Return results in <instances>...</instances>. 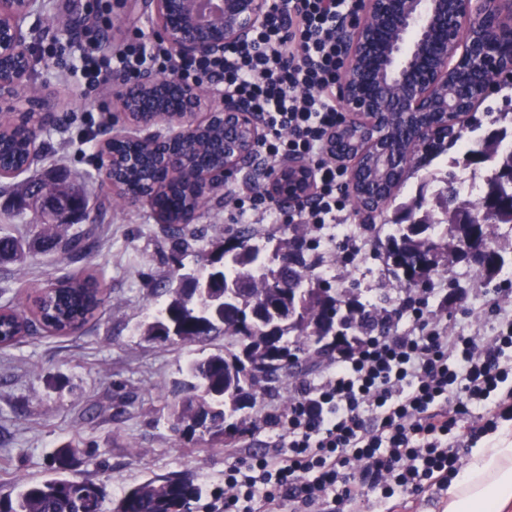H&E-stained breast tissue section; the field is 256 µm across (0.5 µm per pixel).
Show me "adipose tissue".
<instances>
[{"mask_svg":"<svg viewBox=\"0 0 512 512\" xmlns=\"http://www.w3.org/2000/svg\"><path fill=\"white\" fill-rule=\"evenodd\" d=\"M443 512H512V427L473 450L448 488Z\"/></svg>","mask_w":512,"mask_h":512,"instance_id":"1","label":"adipose tissue"}]
</instances>
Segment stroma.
I'll return each mask as SVG.
<instances>
[{"mask_svg": "<svg viewBox=\"0 0 512 512\" xmlns=\"http://www.w3.org/2000/svg\"><path fill=\"white\" fill-rule=\"evenodd\" d=\"M50 14L26 17L23 28L31 57L27 86L47 94L58 114L42 136L43 152L31 168L34 175L61 166L85 192L88 213L84 227L105 225L98 248L79 259L30 251L20 264L0 265V307L30 305L33 289L46 286L69 271L97 274L105 303L79 331L64 337L40 332L0 350V494L18 478L40 480L50 468L54 449L69 441L85 453L75 468L78 476L103 481L112 498L156 476L185 474L212 487L223 485L225 451L177 440L167 423L171 390L187 364L199 358L198 344L161 342L143 333L145 323L166 300L165 288L178 265L196 267L212 241L229 239L241 230L226 192L267 191L242 170L226 189L210 193L200 210L196 236L187 254L178 253L149 208L128 205L99 176L98 149L112 110L111 86H87L70 74L62 45L94 42L102 53L144 31L155 38V23L141 0H53ZM82 20L79 33L66 23ZM463 155L462 145L436 157H415L406 168V181L397 201L432 193L444 186L452 162ZM385 206L374 225H361L354 206L341 214L343 224L357 227L351 246L329 232H314L316 255L335 263L341 286L358 284L369 298L388 297L399 305L404 296L385 269L377 242L379 226L392 215ZM438 288L452 287L453 296L440 317L453 331H468L489 289L477 268L458 265L435 277ZM287 384L258 395L251 422L234 446L263 451L270 432L260 421L267 410L280 407Z\"/></svg>", "mask_w": 512, "mask_h": 512, "instance_id": "obj_1", "label": "stroma"}]
</instances>
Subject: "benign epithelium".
Segmentation results:
<instances>
[{"label": "benign epithelium", "instance_id": "1", "mask_svg": "<svg viewBox=\"0 0 512 512\" xmlns=\"http://www.w3.org/2000/svg\"><path fill=\"white\" fill-rule=\"evenodd\" d=\"M144 0L152 8L158 34L182 57L220 53L230 43L246 41L262 23L268 0ZM38 11L37 0H0V59L23 47L24 19ZM512 66V0H364L350 22L345 72L339 87L344 121L328 139L331 159L347 167V188L357 197L365 157L379 155L408 164L409 155L390 139L395 122L418 151L448 138V125L464 129L466 113L448 106L441 90L448 79L465 78L488 89L500 71ZM27 77L21 71L4 78L0 99L19 96ZM115 85L112 135L105 141L153 140L162 125L165 138L181 143L216 122L224 125V164L195 173L206 197L257 159L263 133L256 112L237 98L208 99L197 85L176 76L146 75L135 84ZM28 109L55 121L46 97L27 100ZM270 191L285 208L311 201V166L290 156L264 170Z\"/></svg>", "mask_w": 512, "mask_h": 512}]
</instances>
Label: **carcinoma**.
<instances>
[{
    "instance_id": "cac0c4a2",
    "label": "carcinoma",
    "mask_w": 512,
    "mask_h": 512,
    "mask_svg": "<svg viewBox=\"0 0 512 512\" xmlns=\"http://www.w3.org/2000/svg\"><path fill=\"white\" fill-rule=\"evenodd\" d=\"M32 112H19L12 126L0 134V167L33 165L29 157ZM512 139L505 130H492L470 143L463 165L486 167L483 186L475 193L459 188L461 178L451 173L453 187L438 190L401 205L387 225L384 262L387 271L410 293L432 284V276L448 267H478L486 284L512 268ZM224 140V128L200 136L187 151V170L215 166L222 158L213 151ZM112 150L129 156L124 174L127 190L147 189L156 163L169 150L164 141L146 150L132 140ZM56 192L86 202L83 191L64 179ZM195 185L190 180L163 187L152 199L155 212L165 217L194 208ZM77 222L34 224L33 244L43 252L80 258L98 247L90 231ZM27 242L13 234L0 236V263L24 258ZM314 246L295 226L281 228L260 243L241 235L226 244H212L199 266L177 274L167 288V300L146 327L147 335L167 342L193 343L224 336L231 343L192 361L187 380L174 392L170 428L178 438L221 447L229 442L224 429L239 431L249 418L245 409L257 398L256 385L294 377L316 368L343 350L359 348L364 339L384 328L398 313L384 300H359L357 288H336L333 280L314 273L319 260ZM100 281L93 274L66 273L40 290L35 312L48 330L62 334L85 324L102 303ZM23 312L0 311V342L17 343L25 335ZM292 357L281 363V353ZM76 446H60L51 459L52 476L24 482L15 495H0V512H200L206 490L186 475L149 479L128 489L106 506L105 486L91 478L69 475Z\"/></svg>"
}]
</instances>
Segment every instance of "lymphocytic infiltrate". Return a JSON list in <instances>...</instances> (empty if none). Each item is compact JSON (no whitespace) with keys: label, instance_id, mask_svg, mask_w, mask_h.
Instances as JSON below:
<instances>
[{"label":"lymphocytic infiltrate","instance_id":"lymphocytic-infiltrate-1","mask_svg":"<svg viewBox=\"0 0 512 512\" xmlns=\"http://www.w3.org/2000/svg\"><path fill=\"white\" fill-rule=\"evenodd\" d=\"M361 6L287 0L249 41L204 57H181L138 32L113 49L112 61L131 83L175 75L247 102L265 128L257 143L265 165L288 155L312 161V205L288 221L320 230L349 201L347 171L327 156L326 137L343 118L336 100L343 27ZM436 294L404 300L408 330L366 337L337 354L318 382L296 385L286 408L264 413L267 451L229 455L223 485L210 490L224 512H336L375 492L408 501L447 486L460 468L455 430L474 440L512 419V366L502 363L512 352V289L488 301L496 322L489 336L450 332L430 309ZM490 399L491 419L483 413Z\"/></svg>","mask_w":512,"mask_h":512}]
</instances>
